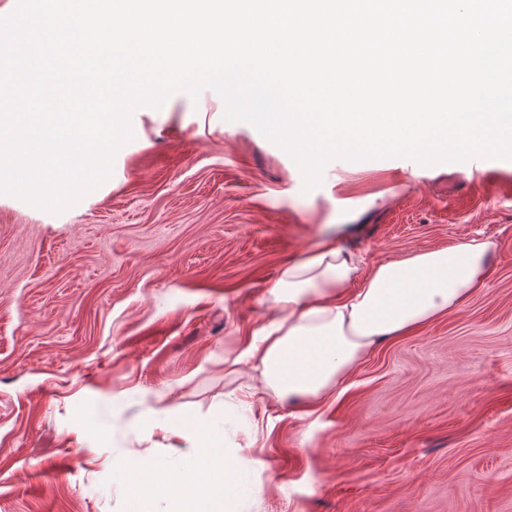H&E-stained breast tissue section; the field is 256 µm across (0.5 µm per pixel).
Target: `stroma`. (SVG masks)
I'll return each mask as SVG.
<instances>
[{
    "instance_id": "obj_1",
    "label": "stroma",
    "mask_w": 512,
    "mask_h": 512,
    "mask_svg": "<svg viewBox=\"0 0 512 512\" xmlns=\"http://www.w3.org/2000/svg\"><path fill=\"white\" fill-rule=\"evenodd\" d=\"M224 111L209 88L137 108L111 180L62 213L0 195V512H128L114 463L185 450L163 410L264 460L239 512H512V160L336 158L308 191ZM325 239L367 268L495 248L458 310L373 346L310 414L246 353Z\"/></svg>"
}]
</instances>
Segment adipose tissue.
I'll use <instances>...</instances> for the list:
<instances>
[{"mask_svg":"<svg viewBox=\"0 0 512 512\" xmlns=\"http://www.w3.org/2000/svg\"><path fill=\"white\" fill-rule=\"evenodd\" d=\"M492 251L490 242L474 239L365 269L334 243L319 242L283 268L270 291L283 316L257 332L251 349L265 389L317 406L376 343L456 310L481 284ZM156 425L177 431L188 449L175 464L114 466L129 487L132 512H155L153 487L164 494L166 512H235L254 492L249 475L225 456L220 431L168 415Z\"/></svg>","mask_w":512,"mask_h":512,"instance_id":"adipose-tissue-1","label":"adipose tissue"}]
</instances>
